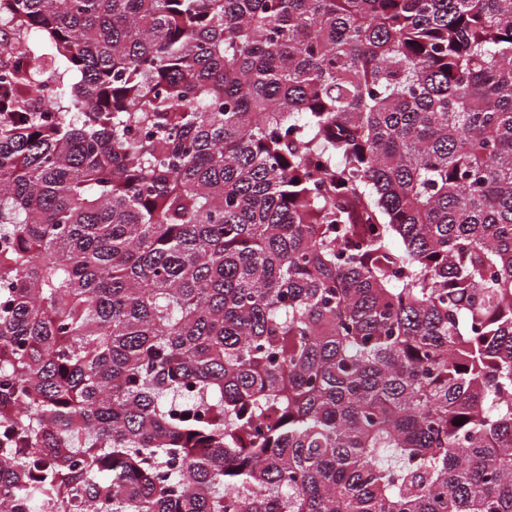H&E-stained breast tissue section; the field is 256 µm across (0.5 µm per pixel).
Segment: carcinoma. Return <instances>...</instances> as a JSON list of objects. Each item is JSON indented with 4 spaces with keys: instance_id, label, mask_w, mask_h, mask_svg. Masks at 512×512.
<instances>
[{
    "instance_id": "obj_1",
    "label": "carcinoma",
    "mask_w": 512,
    "mask_h": 512,
    "mask_svg": "<svg viewBox=\"0 0 512 512\" xmlns=\"http://www.w3.org/2000/svg\"><path fill=\"white\" fill-rule=\"evenodd\" d=\"M0 26L4 512H512V0Z\"/></svg>"
}]
</instances>
